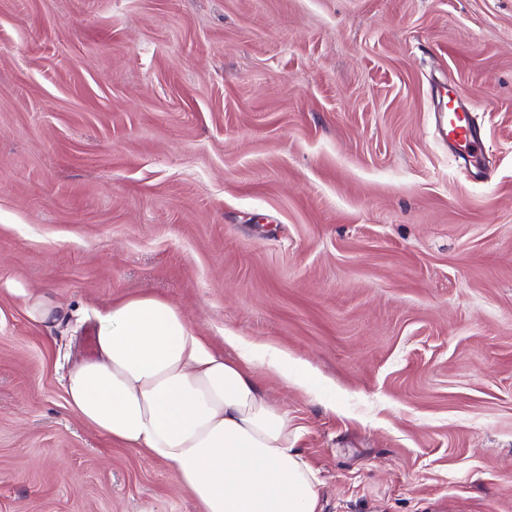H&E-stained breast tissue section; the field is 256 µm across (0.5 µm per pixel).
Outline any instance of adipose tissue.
Listing matches in <instances>:
<instances>
[{"instance_id":"obj_1","label":"adipose tissue","mask_w":512,"mask_h":512,"mask_svg":"<svg viewBox=\"0 0 512 512\" xmlns=\"http://www.w3.org/2000/svg\"><path fill=\"white\" fill-rule=\"evenodd\" d=\"M96 359L65 382L71 413L167 463L202 512H319L318 478L262 374L315 393L306 360L267 341L194 329L178 305L144 293L96 314Z\"/></svg>"}]
</instances>
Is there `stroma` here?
Masks as SVG:
<instances>
[{
  "instance_id": "stroma-1",
  "label": "stroma",
  "mask_w": 512,
  "mask_h": 512,
  "mask_svg": "<svg viewBox=\"0 0 512 512\" xmlns=\"http://www.w3.org/2000/svg\"><path fill=\"white\" fill-rule=\"evenodd\" d=\"M143 292L324 376L321 512H512V0H0V512H200L67 407ZM439 126V134L444 143L459 146L468 152H476L482 143L479 128L471 118L470 109L458 105L451 112L443 107L435 112ZM10 290L21 298L23 308L32 321L45 323L55 315L57 308L48 294L35 293L21 286L10 288Z\"/></svg>"
}]
</instances>
